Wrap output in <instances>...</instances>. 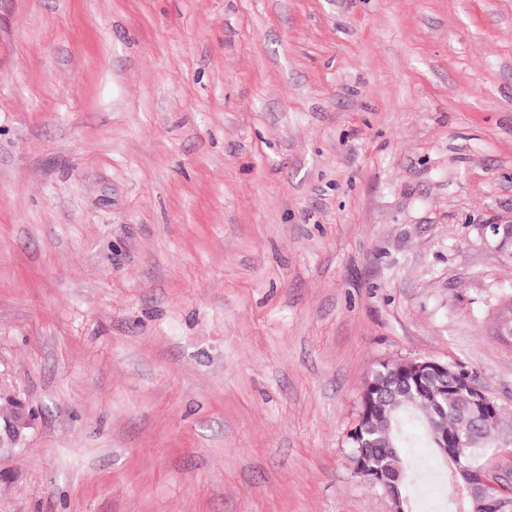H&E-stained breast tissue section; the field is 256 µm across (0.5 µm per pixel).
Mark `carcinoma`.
Segmentation results:
<instances>
[{
  "label": "carcinoma",
  "mask_w": 512,
  "mask_h": 512,
  "mask_svg": "<svg viewBox=\"0 0 512 512\" xmlns=\"http://www.w3.org/2000/svg\"><path fill=\"white\" fill-rule=\"evenodd\" d=\"M470 372L462 365H448V381L428 382L417 388L411 371L402 361L382 362L368 377L361 395L362 423L348 434L350 457L364 448V463L371 469L395 474L408 470L400 449L415 439L405 431L406 421L416 419L421 435L431 448H440L450 464L479 468L476 458L495 436L491 423L468 433L465 414L471 403L466 388ZM17 402L14 392L3 388L0 393V419L14 415Z\"/></svg>",
  "instance_id": "1"
}]
</instances>
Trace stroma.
Returning a JSON list of instances; mask_svg holds the SVG:
<instances>
[{
    "mask_svg": "<svg viewBox=\"0 0 512 512\" xmlns=\"http://www.w3.org/2000/svg\"><path fill=\"white\" fill-rule=\"evenodd\" d=\"M512 0H0V512H392L388 360L512 460ZM14 393L8 387H4L3 392L1 389L0 419L7 420L0 422V454L12 453L19 448L34 420L21 399L19 401L22 405V414L17 419H8L14 415L17 408Z\"/></svg>",
    "mask_w": 512,
    "mask_h": 512,
    "instance_id": "obj_1",
    "label": "stroma"
}]
</instances>
